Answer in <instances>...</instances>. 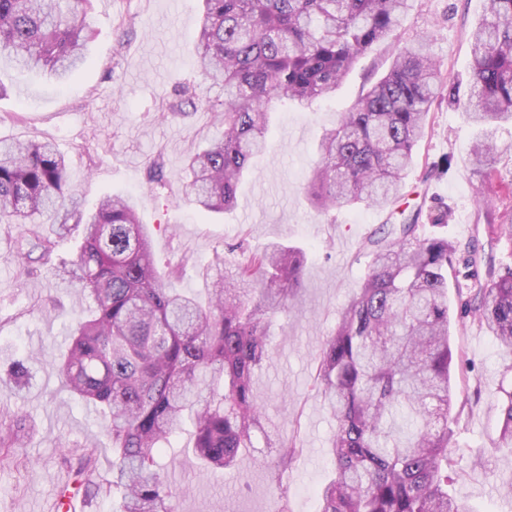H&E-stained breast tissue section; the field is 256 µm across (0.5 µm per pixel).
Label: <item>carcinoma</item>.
<instances>
[{
  "instance_id": "carcinoma-1",
  "label": "carcinoma",
  "mask_w": 512,
  "mask_h": 512,
  "mask_svg": "<svg viewBox=\"0 0 512 512\" xmlns=\"http://www.w3.org/2000/svg\"><path fill=\"white\" fill-rule=\"evenodd\" d=\"M90 0H0V51L18 67L67 77L86 61ZM408 0H202L196 44L203 80L224 84V101L206 102L224 137L189 153L186 195L203 211L235 206L251 160L267 145L275 101L307 105L332 96L357 59L388 40ZM431 36L397 48L388 73L339 114L320 138L319 162L303 195L322 209L386 208L402 196L414 149L424 137L432 98L443 85ZM470 93L448 82V103L482 126L474 172L497 175L496 128L512 121V0H489L472 33ZM53 211L44 226L38 217ZM495 241L512 245V214L485 211ZM0 224L29 225L15 239L25 275L51 262L59 240L78 233L76 257L60 286L91 298L78 319L59 373L63 386L103 418L112 479L96 480L99 448H64L61 464L86 498L119 497L115 512H174L173 489L160 472L163 443L186 414L195 415L193 448L213 471L231 469L256 434L288 469L294 449L265 427L254 375L270 360L271 319L297 298L306 256L271 242L261 252L239 244L240 258L215 252L224 270L211 298L168 285L156 267L148 229L134 205L109 196L92 211L69 187L55 146L0 141ZM372 256L362 284L339 314L317 366L316 392L336 421L335 474L319 493L318 512H473L448 493L457 465L449 426L452 401L448 282L460 268L471 279L466 307L512 354V267H498L484 246L461 247L429 235L412 218L383 224L368 239ZM23 362L0 384L20 387ZM499 447L512 448V387L501 388ZM33 431L0 413V465Z\"/></svg>"
}]
</instances>
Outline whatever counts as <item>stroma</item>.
<instances>
[{
	"label": "stroma",
	"mask_w": 512,
	"mask_h": 512,
	"mask_svg": "<svg viewBox=\"0 0 512 512\" xmlns=\"http://www.w3.org/2000/svg\"><path fill=\"white\" fill-rule=\"evenodd\" d=\"M488 8L489 0H409L396 41L374 44L360 56L332 97L307 108L274 103L268 149L240 183L236 208L224 213L198 210L185 199L188 150L220 137L222 129L206 112L186 115L171 107L188 84L203 100L224 94L220 83L202 81L196 71L200 0H92L89 62L62 83L0 54V82L7 88L0 97V140L52 142L67 159L69 183L84 209L109 195L133 198L141 223L152 232L157 268L183 269L173 287L207 299L214 253H231L242 239L254 250L278 240L306 255L301 301L278 314L269 338L272 360L255 379L269 424L297 450L292 466L278 471L257 436L241 450L234 470L212 474L187 453L194 429L182 423L171 437L180 454L167 469L175 512H277L283 487L289 512H317L318 492L334 471L329 446L335 429L313 389L317 362L339 310L367 272L371 257L364 242L380 225L441 205L449 216L434 235L461 243L484 240V208H512V125L496 133L497 177L478 183L471 159L480 131L444 93L431 104L426 135L394 205L322 211L301 194L318 163L324 128L387 72L395 43L431 35L443 77L465 81L470 33ZM156 162L163 170L159 183L150 179ZM19 231L14 224L0 225V366L31 351L40 358L30 390L0 386V410L25 416L34 427L16 451V466L0 467V512H50L51 497L62 496L74 480L60 465L62 445L102 438L100 419L62 389L59 376L68 333L89 304L77 294H61L51 268L35 278L21 275L13 258ZM56 295L63 310L42 315L40 306ZM466 300L460 284L450 283L452 416L464 457L449 489L475 512H512V497L500 490L512 477V451L497 445L499 390L512 383V372L494 337L465 311ZM481 458L487 468L478 466Z\"/></svg>",
	"instance_id": "35a3bbf8"
}]
</instances>
